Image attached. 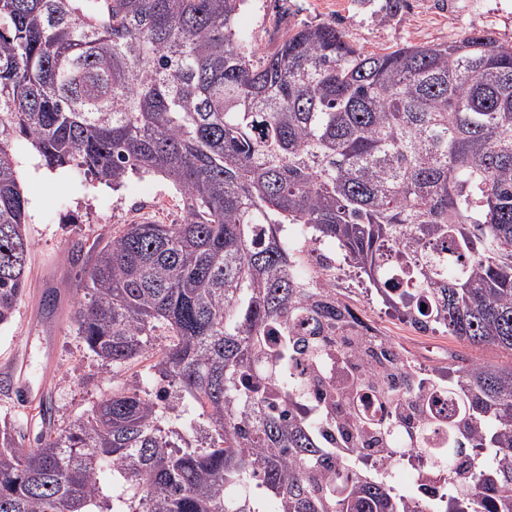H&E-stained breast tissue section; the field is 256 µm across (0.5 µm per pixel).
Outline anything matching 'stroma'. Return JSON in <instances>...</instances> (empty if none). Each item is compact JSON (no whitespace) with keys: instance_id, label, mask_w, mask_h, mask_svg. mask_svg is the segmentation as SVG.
Listing matches in <instances>:
<instances>
[{"instance_id":"1","label":"stroma","mask_w":512,"mask_h":512,"mask_svg":"<svg viewBox=\"0 0 512 512\" xmlns=\"http://www.w3.org/2000/svg\"><path fill=\"white\" fill-rule=\"evenodd\" d=\"M384 5L385 0H247L237 26L261 55L274 51L292 29L321 23L336 24L348 42L367 51L445 43L479 29L512 44V0H406L401 11L383 22ZM13 154L28 200L27 232L33 247L25 292L11 322L0 327V419L12 421L30 444L41 421L35 407L17 403L20 385L39 391L60 423L144 371L140 364L111 370L80 342L72 321L77 298L69 288L77 268L67 262L68 252L77 248L89 257L91 247L121 225L143 217L169 224L182 217L183 205L171 183L157 175L130 176L115 190L70 167L48 169L25 139L15 140ZM335 276L340 298L424 368L444 372L457 368L462 358L512 363L506 352L475 349L448 335L421 334L389 312L344 263H337ZM50 291L57 292L58 301L48 311L43 299Z\"/></svg>"}]
</instances>
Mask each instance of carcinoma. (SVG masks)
<instances>
[{"label": "carcinoma", "mask_w": 512, "mask_h": 512, "mask_svg": "<svg viewBox=\"0 0 512 512\" xmlns=\"http://www.w3.org/2000/svg\"><path fill=\"white\" fill-rule=\"evenodd\" d=\"M246 0H0V325L33 244L13 142L117 189L160 175L178 224H124L74 284L84 347L143 381L42 427L0 423V512H512V365L456 369L438 505L353 462L336 490L295 402L299 353L352 336L336 257L413 326L512 354V46L354 47L332 23L257 56ZM426 311H421V305ZM482 448L458 476L448 459ZM122 488L108 493L103 477Z\"/></svg>", "instance_id": "carcinoma-1"}]
</instances>
